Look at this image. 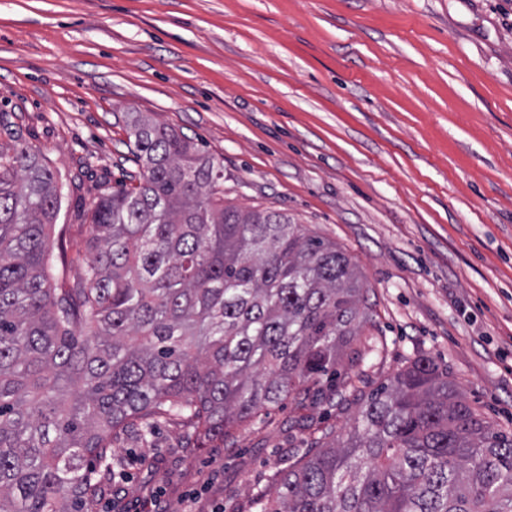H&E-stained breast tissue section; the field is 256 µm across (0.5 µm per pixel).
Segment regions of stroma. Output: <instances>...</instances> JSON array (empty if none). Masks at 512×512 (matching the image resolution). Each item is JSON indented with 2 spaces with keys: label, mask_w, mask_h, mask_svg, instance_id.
Returning <instances> with one entry per match:
<instances>
[{
  "label": "stroma",
  "mask_w": 512,
  "mask_h": 512,
  "mask_svg": "<svg viewBox=\"0 0 512 512\" xmlns=\"http://www.w3.org/2000/svg\"><path fill=\"white\" fill-rule=\"evenodd\" d=\"M142 112L224 161V200L336 244L369 316L335 383L194 448L119 437L93 512H244L420 356L512 435V0H0V138L40 148L76 220L139 169Z\"/></svg>",
  "instance_id": "35a3bbf8"
}]
</instances>
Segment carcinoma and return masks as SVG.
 Here are the masks:
<instances>
[{"instance_id": "obj_1", "label": "carcinoma", "mask_w": 512, "mask_h": 512, "mask_svg": "<svg viewBox=\"0 0 512 512\" xmlns=\"http://www.w3.org/2000/svg\"><path fill=\"white\" fill-rule=\"evenodd\" d=\"M139 182L83 214L87 255L51 235L62 185L0 140V512H92L112 444L160 419L224 440L336 373L369 307L351 260L287 213L224 204V161L128 113ZM252 512H512V436L418 357Z\"/></svg>"}]
</instances>
